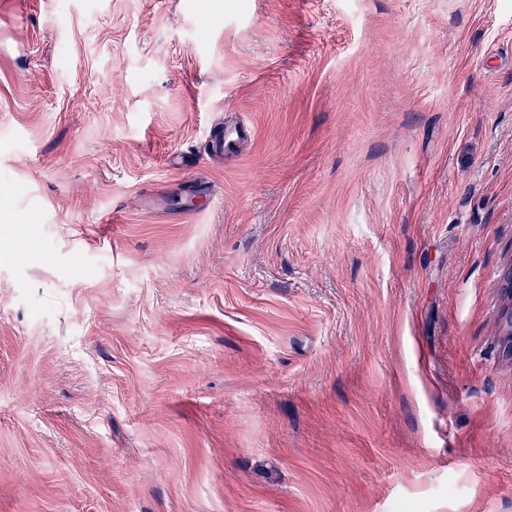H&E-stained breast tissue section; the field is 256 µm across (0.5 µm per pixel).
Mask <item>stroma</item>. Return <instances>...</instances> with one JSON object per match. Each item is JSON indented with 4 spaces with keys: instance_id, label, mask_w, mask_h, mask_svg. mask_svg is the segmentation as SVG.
Instances as JSON below:
<instances>
[{
    "instance_id": "35a3bbf8",
    "label": "stroma",
    "mask_w": 512,
    "mask_h": 512,
    "mask_svg": "<svg viewBox=\"0 0 512 512\" xmlns=\"http://www.w3.org/2000/svg\"><path fill=\"white\" fill-rule=\"evenodd\" d=\"M511 265L512 0H0V512H512ZM501 291L504 299L507 301L503 310V318L507 326L504 333V336H507V346L505 350L509 356H512V266L509 267L505 274Z\"/></svg>"
}]
</instances>
